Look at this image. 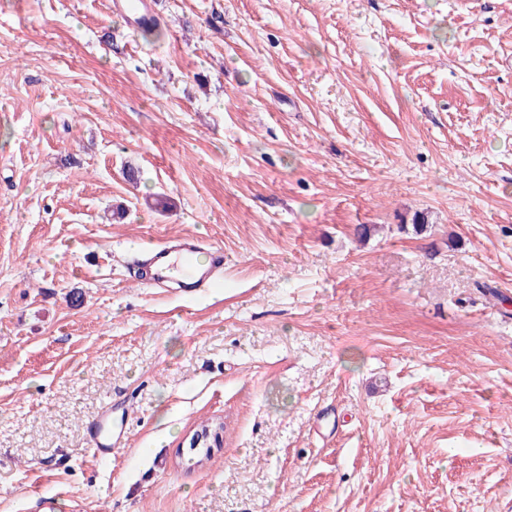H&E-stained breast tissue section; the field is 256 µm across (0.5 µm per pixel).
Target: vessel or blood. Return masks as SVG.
Instances as JSON below:
<instances>
[{"label":"vessel or blood","mask_w":512,"mask_h":512,"mask_svg":"<svg viewBox=\"0 0 512 512\" xmlns=\"http://www.w3.org/2000/svg\"><path fill=\"white\" fill-rule=\"evenodd\" d=\"M112 6L133 22L153 17L150 0H113ZM199 249L200 242L195 238L174 239L148 249L141 280L151 287L171 286L182 296H194L210 286L224 268V252L218 247L212 248L208 267L194 265L193 256Z\"/></svg>","instance_id":"b4317fda"}]
</instances>
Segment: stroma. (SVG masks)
<instances>
[{
    "mask_svg": "<svg viewBox=\"0 0 512 512\" xmlns=\"http://www.w3.org/2000/svg\"><path fill=\"white\" fill-rule=\"evenodd\" d=\"M152 2L0 0V512H512V0ZM112 6L117 12L124 13L135 26L139 20L151 21L154 14L148 0H114ZM200 249L195 238H179L146 248L147 259L140 279L148 286H174L185 297H192L201 288L210 286L218 272L224 269V251L211 250L210 265L199 268L193 256ZM91 442L94 454L100 460L108 461L112 458V447L105 434L104 417L93 426Z\"/></svg>",
    "mask_w": 512,
    "mask_h": 512,
    "instance_id": "1",
    "label": "stroma"
}]
</instances>
